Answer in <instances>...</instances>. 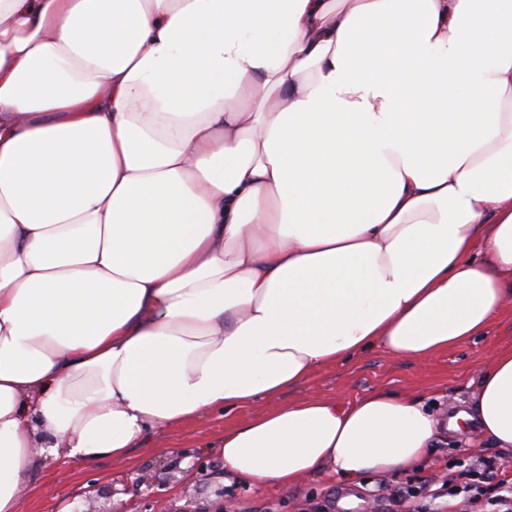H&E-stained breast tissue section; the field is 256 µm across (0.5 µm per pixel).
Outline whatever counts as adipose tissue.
Instances as JSON below:
<instances>
[{
  "label": "adipose tissue",
  "mask_w": 512,
  "mask_h": 512,
  "mask_svg": "<svg viewBox=\"0 0 512 512\" xmlns=\"http://www.w3.org/2000/svg\"><path fill=\"white\" fill-rule=\"evenodd\" d=\"M512 296V0H0V512ZM512 448V347L469 409ZM459 421L450 422L457 429ZM408 396L316 395L216 443L290 487L425 461Z\"/></svg>",
  "instance_id": "obj_1"
}]
</instances>
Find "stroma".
Masks as SVG:
<instances>
[{"label":"stroma","mask_w":512,"mask_h":512,"mask_svg":"<svg viewBox=\"0 0 512 512\" xmlns=\"http://www.w3.org/2000/svg\"><path fill=\"white\" fill-rule=\"evenodd\" d=\"M512 346V305L487 336L425 360L399 358L376 347L356 359L317 372L308 382L272 400L166 429L142 438L125 460L104 458L91 465L41 458L21 493L20 512H215L221 499L236 512H297L305 499L364 505L379 481L367 475L345 481L317 471L293 487L255 485L230 477L214 447L225 429L257 412L283 407L307 394L357 400L383 390L422 400L440 416L464 410L493 354ZM475 427L461 423L419 466L393 473L392 484L414 481L445 462L478 455L512 468V450L469 444Z\"/></svg>","instance_id":"1"}]
</instances>
